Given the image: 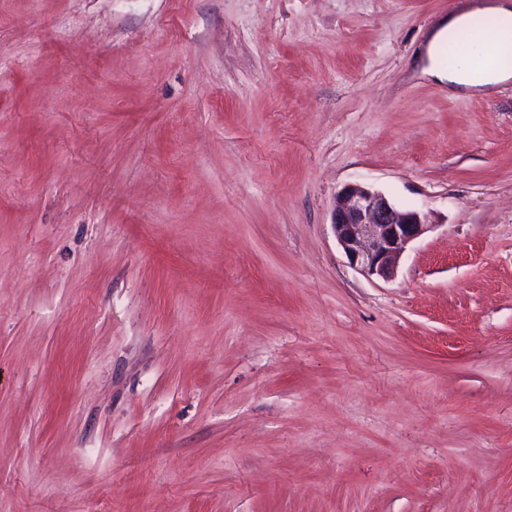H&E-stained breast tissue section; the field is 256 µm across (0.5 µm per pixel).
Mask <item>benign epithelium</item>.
Instances as JSON below:
<instances>
[{
	"label": "benign epithelium",
	"instance_id": "7a95c632",
	"mask_svg": "<svg viewBox=\"0 0 512 512\" xmlns=\"http://www.w3.org/2000/svg\"><path fill=\"white\" fill-rule=\"evenodd\" d=\"M331 225L348 264L367 278L394 277L409 244L433 228L418 209H402L385 193L349 183L336 195Z\"/></svg>",
	"mask_w": 512,
	"mask_h": 512
}]
</instances>
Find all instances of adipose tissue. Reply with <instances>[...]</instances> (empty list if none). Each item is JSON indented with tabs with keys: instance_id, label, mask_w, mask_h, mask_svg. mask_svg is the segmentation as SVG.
Instances as JSON below:
<instances>
[{
	"instance_id": "obj_1",
	"label": "adipose tissue",
	"mask_w": 512,
	"mask_h": 512,
	"mask_svg": "<svg viewBox=\"0 0 512 512\" xmlns=\"http://www.w3.org/2000/svg\"><path fill=\"white\" fill-rule=\"evenodd\" d=\"M476 14L488 18L487 29L454 63H446L445 45L456 41ZM426 57L425 74L447 84L454 92L483 93L511 81L512 0H488L472 10L449 15L429 40Z\"/></svg>"
}]
</instances>
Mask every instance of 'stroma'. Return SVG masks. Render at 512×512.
Here are the masks:
<instances>
[{
	"mask_svg": "<svg viewBox=\"0 0 512 512\" xmlns=\"http://www.w3.org/2000/svg\"><path fill=\"white\" fill-rule=\"evenodd\" d=\"M476 0H0V512H512V81ZM427 213L395 276L330 224ZM475 5L471 10L448 15L435 30L426 47L428 65L423 73L453 91L483 93L512 79V2L494 0ZM484 15L489 24L483 35L470 42L468 50L448 66L444 61L446 44L456 41L470 25L474 15ZM478 57L486 59L481 68L474 67ZM331 225L348 264L384 281L394 277L408 245L433 228L419 209L399 208L382 191L360 183L337 193Z\"/></svg>",
	"mask_w": 512,
	"mask_h": 512,
	"instance_id": "stroma-1",
	"label": "stroma"
}]
</instances>
